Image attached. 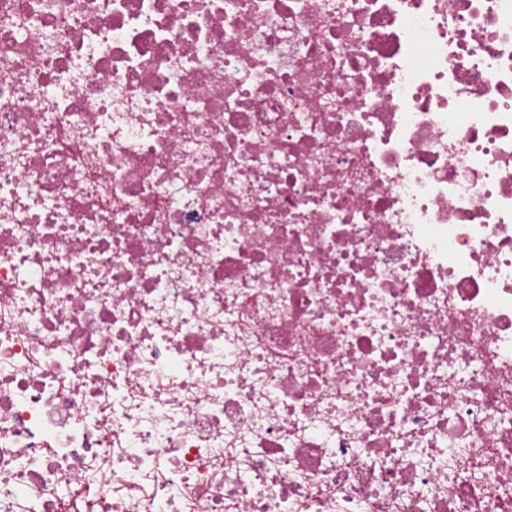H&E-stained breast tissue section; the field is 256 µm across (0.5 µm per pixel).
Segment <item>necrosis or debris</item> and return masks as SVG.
Segmentation results:
<instances>
[{
  "label": "necrosis or debris",
  "instance_id": "obj_1",
  "mask_svg": "<svg viewBox=\"0 0 512 512\" xmlns=\"http://www.w3.org/2000/svg\"><path fill=\"white\" fill-rule=\"evenodd\" d=\"M512 512V0H0V512Z\"/></svg>",
  "mask_w": 512,
  "mask_h": 512
}]
</instances>
